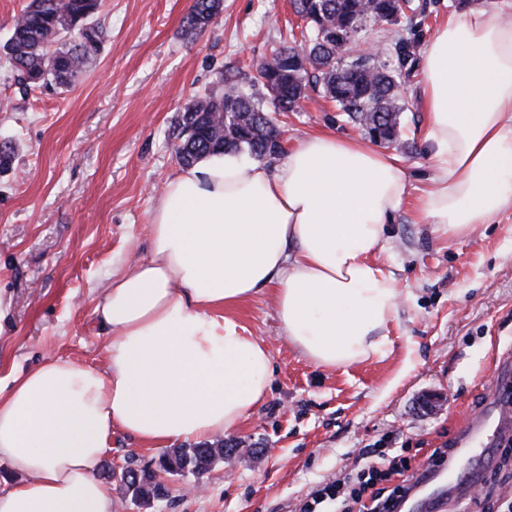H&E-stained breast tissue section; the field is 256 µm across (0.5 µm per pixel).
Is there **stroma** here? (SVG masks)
I'll use <instances>...</instances> for the list:
<instances>
[{"label": "stroma", "instance_id": "stroma-1", "mask_svg": "<svg viewBox=\"0 0 512 512\" xmlns=\"http://www.w3.org/2000/svg\"><path fill=\"white\" fill-rule=\"evenodd\" d=\"M194 0H102V49L73 87L17 84L0 63V384L53 355L103 366L108 332L94 314L113 271L149 256L147 224L166 182L181 169L177 115L194 95L238 80L246 62L287 37L289 0H224L217 23L186 36ZM395 153L410 175L406 205L387 226L377 260L403 296L388 328L390 346L361 363L322 368L284 338L272 292L227 314L264 340L273 359L271 392L225 435L243 447L200 477L165 476L166 493L142 506L111 482L113 512H297L308 493L354 471L368 448H438L481 414L512 357V208L468 236L418 223L419 198L436 170L426 142L421 77L403 88ZM289 144L317 132L358 137L322 95L282 118ZM164 446L117 430L109 469L155 468ZM501 446L461 460L497 470L489 498L471 512L512 502V465Z\"/></svg>", "mask_w": 512, "mask_h": 512}]
</instances>
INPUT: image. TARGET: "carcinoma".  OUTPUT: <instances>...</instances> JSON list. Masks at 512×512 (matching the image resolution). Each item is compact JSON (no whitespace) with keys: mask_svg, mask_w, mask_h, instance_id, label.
<instances>
[{"mask_svg":"<svg viewBox=\"0 0 512 512\" xmlns=\"http://www.w3.org/2000/svg\"><path fill=\"white\" fill-rule=\"evenodd\" d=\"M398 0H290L300 20L299 34L247 69L249 88L231 86L221 93L195 96L181 111L175 152L184 166L214 154L248 152L270 162L286 153L274 139L282 132L277 116L295 112L313 92L322 94L338 111L376 143L393 144L402 132L401 116L410 110L401 87L413 74L419 46L417 28L427 3L410 0L404 11ZM100 0H28L0 45L18 81L38 87L53 80L71 86L89 59L98 53L102 28L97 22ZM223 0H194L183 20L193 35L207 29L223 11ZM380 22L395 26L388 47L374 56L342 55L336 46L362 38ZM224 448L209 445L173 448L158 459V471L139 470L127 487L132 499L148 504L163 490L157 472L199 476L223 459Z\"/></svg>","mask_w":512,"mask_h":512,"instance_id":"1","label":"carcinoma"}]
</instances>
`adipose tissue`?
Instances as JSON below:
<instances>
[{
	"label": "adipose tissue",
	"instance_id": "ef3b65f1",
	"mask_svg": "<svg viewBox=\"0 0 512 512\" xmlns=\"http://www.w3.org/2000/svg\"><path fill=\"white\" fill-rule=\"evenodd\" d=\"M422 97L437 176L419 220L459 235L494 223L512 206V0L449 15ZM409 190L397 156L329 132L277 165L215 154L183 168L150 214L149 258L113 273L95 308L104 367L49 359L0 390V462L24 477L0 512H113L98 476L113 430L158 445L236 429L273 365L226 311L265 289L316 365L383 353L401 301L375 255Z\"/></svg>",
	"mask_w": 512,
	"mask_h": 512
}]
</instances>
